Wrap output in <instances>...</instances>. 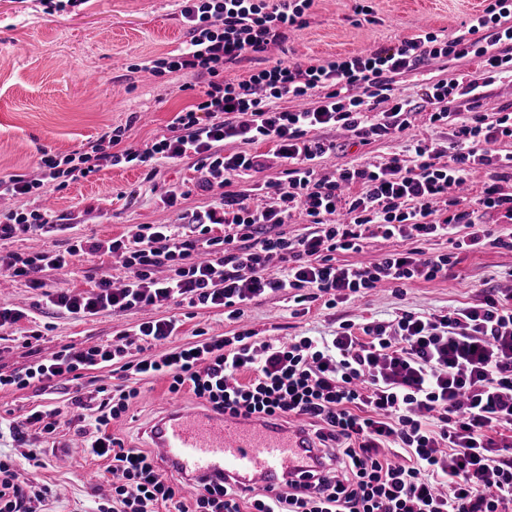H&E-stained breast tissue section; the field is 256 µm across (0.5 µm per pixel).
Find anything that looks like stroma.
<instances>
[{
    "instance_id": "obj_1",
    "label": "stroma",
    "mask_w": 512,
    "mask_h": 512,
    "mask_svg": "<svg viewBox=\"0 0 512 512\" xmlns=\"http://www.w3.org/2000/svg\"><path fill=\"white\" fill-rule=\"evenodd\" d=\"M376 24L354 22V0H315L305 26L293 29L282 47L262 57L226 68L225 79L242 80L277 60L307 62L365 53L429 28L454 32L463 21L484 7L483 0H372ZM186 39L177 0H76L58 12L47 11L40 0H0V176L13 172L36 173L43 152L68 153L96 140L104 131L126 128L125 145L139 149L167 131L176 112L191 105L201 78L187 71L155 77L144 73L150 60L176 54ZM336 152L319 162L320 175L358 164H379L404 153L408 138L445 140L446 129L430 124L427 114L417 115L408 137L353 144L350 137L328 130ZM197 174L188 161H161L154 168H106L88 178L51 193L49 198H21L17 207H49L62 231L18 234L0 241V259L12 254L59 251L81 239L107 240L134 233L141 224H173L178 211H192L211 202L210 193L194 190ZM184 186L189 190L179 208L164 202V190ZM484 224L503 240L459 256L445 278L416 280L403 289L381 282L354 301L327 308L311 302L309 311L294 316L295 304L284 293L260 298L236 320L222 309L168 304L135 313L115 314L94 322L52 314L41 290L24 283L0 279V304L25 309L48 329L31 349L0 344V373L12 371L50 356L60 346L86 348L110 343L114 334L153 317L182 320L178 336L169 344L153 347L160 355L188 342L202 330L210 336H231L243 329L259 335L288 339L294 336H329L340 320H388L404 310L439 312L472 302L483 293L512 282V223L499 213L484 212ZM123 275L116 255L85 256L65 274L49 278L55 288L90 290L99 270ZM110 368L83 371L80 380L44 391L39 384L0 390V419L10 420L42 405L66 409L72 396L92 405L98 384L113 382ZM168 383L144 380L140 396L129 411L112 425L125 446L147 447L144 427L163 410ZM74 426L61 425L55 439L28 434L23 439H0V453L21 457L30 447H59L49 454L37 475L53 495L43 512H84L106 498L110 486L103 478V461L79 451Z\"/></svg>"
}]
</instances>
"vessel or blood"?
<instances>
[{"instance_id": "1", "label": "vessel or blood", "mask_w": 512, "mask_h": 512, "mask_svg": "<svg viewBox=\"0 0 512 512\" xmlns=\"http://www.w3.org/2000/svg\"><path fill=\"white\" fill-rule=\"evenodd\" d=\"M143 432L158 462L191 484L233 478L255 496L267 493L283 476L308 481V434L274 420L224 417L172 403Z\"/></svg>"}]
</instances>
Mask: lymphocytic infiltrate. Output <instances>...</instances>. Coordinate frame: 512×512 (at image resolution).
I'll return each instance as SVG.
<instances>
[{
  "label": "lymphocytic infiltrate",
  "mask_w": 512,
  "mask_h": 512,
  "mask_svg": "<svg viewBox=\"0 0 512 512\" xmlns=\"http://www.w3.org/2000/svg\"><path fill=\"white\" fill-rule=\"evenodd\" d=\"M314 0H180L187 41L179 54L150 61L148 70H189L203 76L197 100L176 112L168 132L150 147H122L125 130L105 131L68 154L43 153L38 175L0 177V199L64 189L114 166L146 167L159 160L192 161L197 189L217 192L193 211L198 232L183 238L171 224H141L135 233L106 241L79 240L65 252L14 254L0 275L43 291L54 312L80 320L138 311L163 301L222 308L240 316L257 298L294 292L296 303L325 299L328 308L387 281L403 286L446 277L462 252L493 244L479 219L482 209L512 223V113L482 109L489 88L512 78V0H487L481 14L452 34L420 31L410 38L337 60L275 62L241 81L226 66L266 53L302 26ZM472 59L465 79L430 82L422 101L396 96L397 76L430 61ZM304 101L296 111L275 108L279 99ZM468 115H461V105ZM450 128L443 142L416 141L412 157L319 175L318 162L335 149L322 137L340 129L360 144L402 136L416 114ZM270 141L283 160L282 178L252 191L238 181L260 172V155L245 147ZM228 143L241 144L225 153ZM480 174L472 205L449 198ZM311 228L281 232L293 212ZM43 208L0 210V240L18 233L56 230ZM399 242L376 262L340 263L336 252L362 251L369 240ZM443 238L448 253L425 242ZM120 256L122 282L105 272L83 292L46 290L47 273H61L83 256ZM172 318L152 319L120 332L106 345L70 346L9 374L0 389L42 388L78 380L97 366L120 365L143 377H164L168 391L191 392L214 413L246 419L264 416L304 421L322 450L319 464L332 473L307 489L288 480L268 494L241 496L230 483L192 489L170 481L154 455L128 448L110 425L139 396L136 387L106 390L92 415L72 398L73 420L92 419L85 450L107 463L112 496L97 512H499L512 500V290L487 294L447 313L402 311L393 320L340 322L331 336L258 340L256 332L208 336L196 332L186 347L128 361L131 338L154 345L174 336ZM248 382H240L241 373ZM52 491L24 464L0 459V512H37Z\"/></svg>",
  "instance_id": "lymphocytic-infiltrate-1"
}]
</instances>
